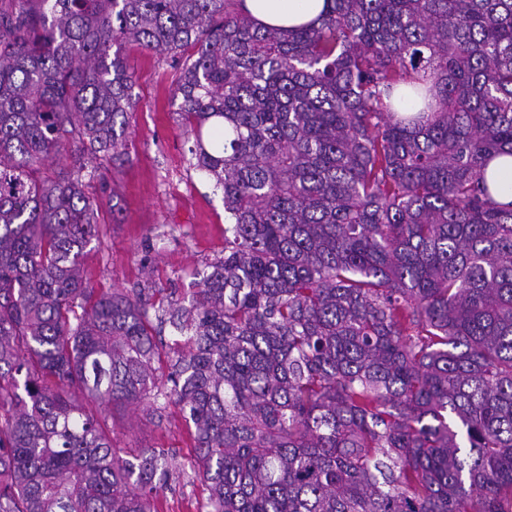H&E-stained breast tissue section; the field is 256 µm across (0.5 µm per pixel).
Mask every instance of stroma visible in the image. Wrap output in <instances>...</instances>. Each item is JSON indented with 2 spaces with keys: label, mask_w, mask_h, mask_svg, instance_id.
I'll list each match as a JSON object with an SVG mask.
<instances>
[{
  "label": "stroma",
  "mask_w": 512,
  "mask_h": 512,
  "mask_svg": "<svg viewBox=\"0 0 512 512\" xmlns=\"http://www.w3.org/2000/svg\"><path fill=\"white\" fill-rule=\"evenodd\" d=\"M123 54L137 98L129 155L85 184L105 222L84 251L83 277L99 292L152 288L155 301H184L196 273L224 254L223 193L191 164L193 141L173 105L179 67L138 46ZM93 411L122 457L145 448L167 453L172 476L159 493L160 512H198L204 492L186 465L192 442L179 407L158 414L146 403L100 404Z\"/></svg>",
  "instance_id": "35a3bbf8"
}]
</instances>
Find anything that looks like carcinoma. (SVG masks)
<instances>
[{
    "label": "carcinoma",
    "mask_w": 512,
    "mask_h": 512,
    "mask_svg": "<svg viewBox=\"0 0 512 512\" xmlns=\"http://www.w3.org/2000/svg\"><path fill=\"white\" fill-rule=\"evenodd\" d=\"M134 43L181 63L224 256L189 305L95 294L83 189L127 155ZM512 0H0V512H158L168 455L87 403L180 407L199 512H512ZM184 349L156 374L158 326ZM325 0H245L254 21L264 27L292 29L315 21ZM488 171L495 176L499 191L497 200L512 203V156H499L488 164Z\"/></svg>",
    "instance_id": "carcinoma-1"
}]
</instances>
